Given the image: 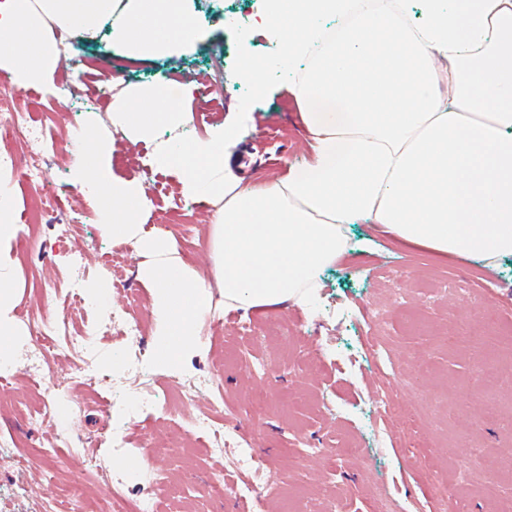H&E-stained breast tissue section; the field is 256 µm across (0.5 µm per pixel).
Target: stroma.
Instances as JSON below:
<instances>
[{
  "label": "stroma",
  "mask_w": 512,
  "mask_h": 512,
  "mask_svg": "<svg viewBox=\"0 0 512 512\" xmlns=\"http://www.w3.org/2000/svg\"><path fill=\"white\" fill-rule=\"evenodd\" d=\"M264 0H193L192 15L201 30L199 40L181 54L151 60H133L113 48L105 33L79 39L73 58L61 63L51 84L10 89L18 105L34 112L58 141L47 169L45 190L70 194L78 222L59 215L30 237L26 250L17 245L5 251L15 262L17 303L11 311L19 333L14 338V379L10 392L0 396V442H16L33 451L30 466L16 475L8 456H0V512H43L51 500L67 502L69 512H81L83 492H90L108 512L110 495L99 483L86 489L72 487V470L79 450L104 448V462L113 475L139 467L151 478L157 459L134 453L131 441L141 436V415L126 407L131 392L152 401L173 381L209 376L223 361L225 398L235 404L224 421L225 430L243 436L255 448L257 466L276 471L283 482L280 497L255 502L250 492L224 501L211 500L206 485L213 472H234L242 451L208 453L209 439L191 430L195 408L160 421L151 437L154 447L177 444L184 453L169 466L167 477L176 495L159 501V512H385L398 503L401 512H497L494 502L459 485L471 472H486L512 480L505 448V429L486 417L488 402L479 380L480 368L466 351L444 343L447 332H473L483 313L496 314L512 325V257L493 271L480 262L457 256L440 257L405 249L377 224L350 225L341 260L320 270L315 300L306 307L287 303L276 309L241 310L224 306V288L216 268L212 217L218 206L197 202L189 210V224L174 223L170 209L181 196L176 173L155 168L150 159L165 142H192L208 138L213 130L235 118L247 94L237 78L243 56L270 64L265 96L244 123L243 137L226 158L242 185L264 184L301 167L312 159L311 138L302 119L288 69L276 66L281 54L259 24ZM224 79L222 106H210L198 87L212 75ZM87 83L98 93L96 109L55 94L63 81ZM178 80L191 88L182 106L185 124L161 126L152 138L132 140L112 124V102L128 87ZM94 120L115 143L113 177L141 183L149 200L142 232L155 235L166 226L164 239L171 257H181L178 240L191 232L195 249L188 269L208 290L214 306L200 319L196 340L183 370L161 372L146 368L154 336L143 337L137 349L141 361L128 359V343L120 333L99 337L97 362L115 358L107 380L93 389L76 386L70 365L55 360L56 418L29 420L27 406L38 387L27 367V319L42 305L40 289L57 294L50 308H66V288L101 283L98 258L114 242L94 219V208L71 185L74 161L69 121ZM53 253L44 263L42 252ZM146 258L130 250L127 265L118 268L126 289H113L114 303L131 315L152 310L148 284L140 275ZM455 283L456 296L443 295L445 284ZM381 311L379 334L389 356L381 363L363 357L362 311ZM287 322L295 338L280 343L265 335L268 322ZM384 375L394 394L419 407L413 427L378 416L371 394L375 375ZM67 433V446L53 447L58 430ZM51 455H36L41 446Z\"/></svg>",
  "instance_id": "obj_1"
}]
</instances>
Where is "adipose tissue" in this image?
<instances>
[{"mask_svg":"<svg viewBox=\"0 0 512 512\" xmlns=\"http://www.w3.org/2000/svg\"><path fill=\"white\" fill-rule=\"evenodd\" d=\"M189 0H0V71L21 88L45 85L59 61L48 24L79 35L108 28L139 59L172 56L198 36ZM351 0H267L265 29L289 63ZM416 30L386 11L358 16L322 43L297 100L312 160L262 189L241 186L225 163L234 126L209 139L160 148L192 200H223L214 221L227 306L256 310L314 298L316 273L347 245L348 225L368 220L438 256L493 265L512 256V0H418ZM447 69H439L436 59ZM454 88L451 97L436 89ZM188 84L127 89L112 120L132 138L189 113ZM14 265L0 257V363L13 359L9 316Z\"/></svg>","mask_w":512,"mask_h":512,"instance_id":"ef3b65f1","label":"adipose tissue"}]
</instances>
